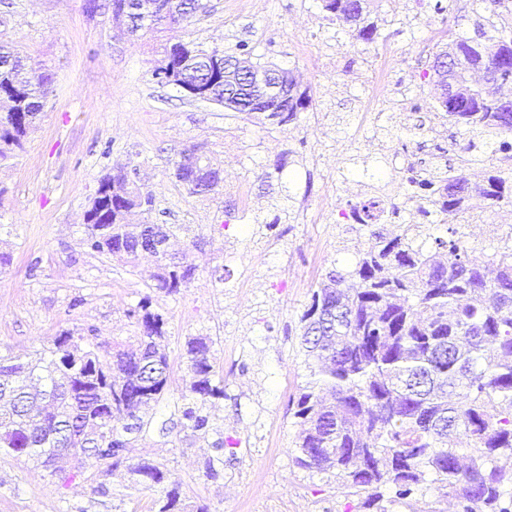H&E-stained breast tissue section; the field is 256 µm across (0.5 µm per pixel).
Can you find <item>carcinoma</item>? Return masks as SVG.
Here are the masks:
<instances>
[{"mask_svg": "<svg viewBox=\"0 0 512 512\" xmlns=\"http://www.w3.org/2000/svg\"><path fill=\"white\" fill-rule=\"evenodd\" d=\"M488 16L475 36L448 42L461 64L455 102H440L448 121L464 128V154L454 171L439 166L408 172L402 185L406 201L432 224L450 225L446 239L434 238L421 224H401L385 236L372 222L386 212L381 201L351 207L370 222L368 245L346 272L332 270L312 290L301 315L302 345L311 380L299 389L293 417L301 431L294 451L298 466L333 473L351 495H365L363 508L390 512L387 505L413 493L431 476L457 503V512H512L508 480L498 456L512 450V246L499 245L490 258L474 254L484 247L468 241L453 220L466 210V170L470 154L493 157L512 151V112L470 81V72L491 65L512 75V39L487 35L503 0H482ZM224 56L182 44L174 64L178 83L206 81L204 57ZM51 74L28 76L21 57L0 45V90L13 104L0 114V157L22 147L27 132L20 112H37ZM308 94L289 112H271L277 123L297 119L309 106ZM103 179L92 204L112 206L109 221L85 224L86 245L129 264L144 252L147 226L126 224L116 216L125 201L112 197L120 182ZM483 195L490 206H512V177L498 168L487 172ZM152 287L175 294L195 277L188 254L152 253ZM488 292L489 301L478 297ZM143 298L131 314L141 326L128 346L99 341L95 330L75 338L55 336L35 363L0 356V451L26 455L45 465L65 446L76 455L91 441L102 462L132 486L158 489L157 512H177L179 486L153 462L128 463L123 448L142 432L144 416L164 395L169 361L165 321ZM326 321L323 336H308L311 323ZM212 341L195 336L186 342L189 382L180 424L203 435L213 430L206 412L212 398L224 396L215 376ZM466 437L467 448H450L439 430L443 419ZM468 464H460L461 458Z\"/></svg>", "mask_w": 512, "mask_h": 512, "instance_id": "obj_1", "label": "carcinoma"}]
</instances>
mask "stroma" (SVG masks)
Here are the masks:
<instances>
[{"label": "stroma", "instance_id": "35a3bbf8", "mask_svg": "<svg viewBox=\"0 0 512 512\" xmlns=\"http://www.w3.org/2000/svg\"><path fill=\"white\" fill-rule=\"evenodd\" d=\"M190 22L134 39L110 10L85 0H0V45L50 72L45 106L14 156L0 160V355L36 358L66 331L131 342L134 309L150 298L163 315L168 389L129 460H153L181 486L185 504L208 512H364L335 479L293 462L300 426L289 403L308 379L300 317L313 288L345 269L367 234L349 223L352 205L402 202L392 149L413 162L457 166L463 129L440 115L434 54L449 34L472 36L480 0H372L379 37L321 0H202ZM443 12H436L435 3ZM190 42L229 55L248 46L252 62L289 69L311 97L285 125L188 98L159 83L161 47ZM387 67L407 88V110L376 102L372 73ZM220 169L222 181L196 195L173 176L188 149ZM138 168L152 196L133 224H179L194 280L175 294L150 286L152 257L129 265L91 252L84 215L113 168ZM470 241L496 247L512 207L467 194ZM209 336L223 397L206 410L215 431L181 428L185 342ZM229 446L217 450V439ZM221 458L219 477L203 474ZM150 490L124 487L108 465L51 474L26 457L0 454V512H156ZM393 512H457L437 483L397 501Z\"/></svg>", "mask_w": 512, "mask_h": 512}]
</instances>
